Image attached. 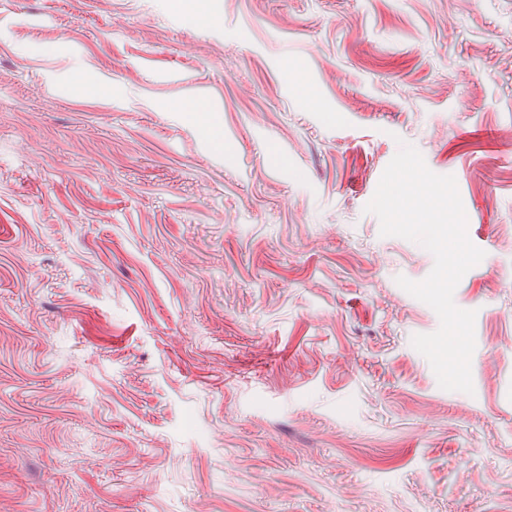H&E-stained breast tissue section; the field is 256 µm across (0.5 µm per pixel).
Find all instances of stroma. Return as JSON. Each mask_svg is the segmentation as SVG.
<instances>
[{"label":"stroma","mask_w":512,"mask_h":512,"mask_svg":"<svg viewBox=\"0 0 512 512\" xmlns=\"http://www.w3.org/2000/svg\"><path fill=\"white\" fill-rule=\"evenodd\" d=\"M199 2L0 0V512H512V0ZM404 143L470 395L365 210ZM180 112H187L193 119L203 125H211L210 113L213 112L212 107L206 101L190 96L181 100L177 104Z\"/></svg>","instance_id":"stroma-1"}]
</instances>
